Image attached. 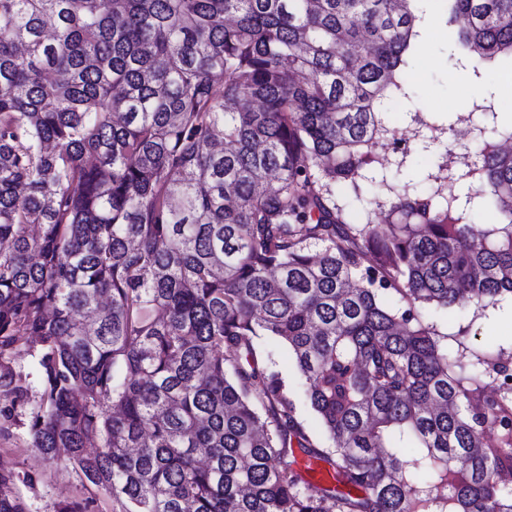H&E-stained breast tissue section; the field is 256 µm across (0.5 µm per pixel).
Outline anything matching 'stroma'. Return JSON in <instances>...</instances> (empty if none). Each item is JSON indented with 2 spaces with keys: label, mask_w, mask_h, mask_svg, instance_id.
I'll use <instances>...</instances> for the list:
<instances>
[{
  "label": "stroma",
  "mask_w": 512,
  "mask_h": 512,
  "mask_svg": "<svg viewBox=\"0 0 512 512\" xmlns=\"http://www.w3.org/2000/svg\"><path fill=\"white\" fill-rule=\"evenodd\" d=\"M421 50L414 60L415 79L407 99L389 113L388 120L406 138L410 154L403 166H389L385 172L388 184H409L411 190H429L441 165L450 162L453 154L476 153L475 142L460 139L456 134L453 115L468 111L473 100L475 78L456 64L450 56L458 30L448 20L444 0H427L418 25ZM440 129L433 144H425L415 132L420 123ZM388 201L390 194L377 185L360 181L358 187H344L336 192V200L345 215L356 224L364 223L373 197ZM512 324V302L502 307L490 319H479L470 326L466 341L478 351L486 350L489 337L497 336L504 348L512 349L506 338V327ZM0 459L10 470L32 476V483H16L12 492L22 498L30 512H56L57 505L70 497L89 498L95 502V512H111L112 502L102 491L82 483L77 474L63 463H50L32 447L28 435V416L16 412L13 424L0 434Z\"/></svg>",
  "instance_id": "35a3bbf8"
}]
</instances>
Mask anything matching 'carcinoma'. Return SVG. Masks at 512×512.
Returning a JSON list of instances; mask_svg holds the SVG:
<instances>
[{
	"label": "carcinoma",
	"instance_id": "cac0c4a2",
	"mask_svg": "<svg viewBox=\"0 0 512 512\" xmlns=\"http://www.w3.org/2000/svg\"><path fill=\"white\" fill-rule=\"evenodd\" d=\"M447 2L476 78L512 56V0ZM418 21V0H0V398L112 512H512V367L424 317L512 297V153L487 137L512 123L458 114L473 165L393 190L387 224L336 203L401 140ZM295 445L350 491L302 481ZM18 480L0 512H29ZM17 374L22 375L23 380L31 387L32 399L38 400L40 385L37 377L36 358L30 351L23 350L16 354L8 364Z\"/></svg>",
	"mask_w": 512,
	"mask_h": 512
}]
</instances>
